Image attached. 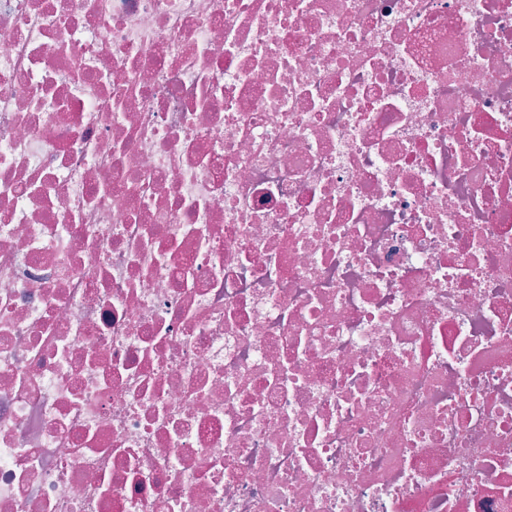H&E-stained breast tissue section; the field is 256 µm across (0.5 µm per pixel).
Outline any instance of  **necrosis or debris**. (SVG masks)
<instances>
[{
	"label": "necrosis or debris",
	"instance_id": "obj_1",
	"mask_svg": "<svg viewBox=\"0 0 512 512\" xmlns=\"http://www.w3.org/2000/svg\"><path fill=\"white\" fill-rule=\"evenodd\" d=\"M0 512H512V0H0Z\"/></svg>",
	"mask_w": 512,
	"mask_h": 512
}]
</instances>
